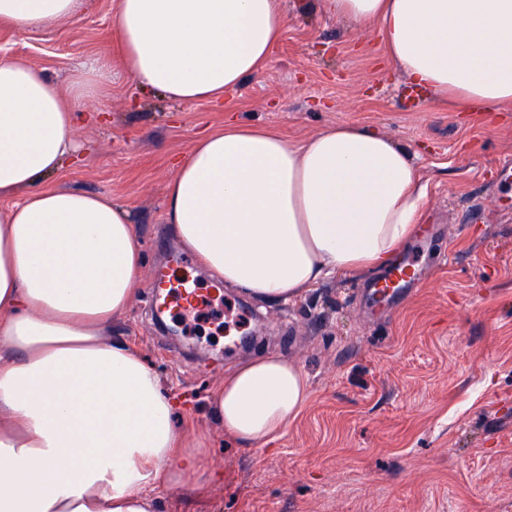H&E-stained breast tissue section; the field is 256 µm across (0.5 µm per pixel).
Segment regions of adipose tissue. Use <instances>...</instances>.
Instances as JSON below:
<instances>
[{"label": "adipose tissue", "mask_w": 512, "mask_h": 512, "mask_svg": "<svg viewBox=\"0 0 512 512\" xmlns=\"http://www.w3.org/2000/svg\"><path fill=\"white\" fill-rule=\"evenodd\" d=\"M79 0H0L28 31L78 16ZM378 24L392 66L466 111L512 105V0H323ZM280 0H118L121 61L174 103L217 102L259 75L285 26ZM70 96L0 56V512H155L157 489L210 477L200 439L141 355L112 338L145 263L129 208L47 186L74 148ZM428 184L409 149L360 124L299 143L225 122L197 137L167 185L164 217L225 287L271 304L329 278L388 268L417 229ZM308 400L304 372L268 354L229 368L211 412L244 444L277 438Z\"/></svg>", "instance_id": "adipose-tissue-1"}]
</instances>
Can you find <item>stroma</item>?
<instances>
[{"mask_svg": "<svg viewBox=\"0 0 512 512\" xmlns=\"http://www.w3.org/2000/svg\"><path fill=\"white\" fill-rule=\"evenodd\" d=\"M286 25L264 71L221 104H177L138 87L107 35L117 0H92L77 21L46 30L0 27V54L43 70L68 93L81 67L105 59V92L78 103L75 158L51 186L127 205L145 264L132 304L112 325L147 358L196 431L220 477L157 493V512H512V182L493 167L512 156V111L413 110L376 26L355 29L318 0H280ZM235 119L300 142L336 124L373 127L408 147L428 181L423 224L442 227L420 256L422 281L369 312L357 290L372 275L329 280L300 299L259 306L254 344L225 351L239 332L214 320L159 328L148 288L160 269L211 279L164 221L172 161L197 133ZM267 353L294 362L309 399L275 440L245 446L208 415L233 364Z\"/></svg>", "mask_w": 512, "mask_h": 512, "instance_id": "obj_1", "label": "stroma"}]
</instances>
